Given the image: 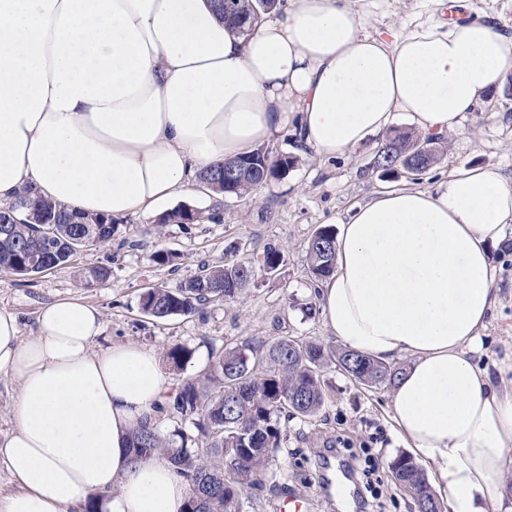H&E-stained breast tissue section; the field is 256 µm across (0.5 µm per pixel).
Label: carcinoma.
Masks as SVG:
<instances>
[{
	"instance_id": "obj_1",
	"label": "carcinoma",
	"mask_w": 512,
	"mask_h": 512,
	"mask_svg": "<svg viewBox=\"0 0 512 512\" xmlns=\"http://www.w3.org/2000/svg\"><path fill=\"white\" fill-rule=\"evenodd\" d=\"M236 4V12L227 19L246 34L278 0H236ZM253 154V172L234 183H224L222 164L200 173V182L226 196L242 197L279 178L296 163L292 156L274 157L267 150ZM376 156L382 177L413 179L437 162L439 138L396 130ZM200 218L198 210L180 206L161 216L158 223L193 224ZM43 228L50 234L40 236ZM114 228L115 221L109 217L74 211L25 192L0 207V270L26 278L42 274L69 263L82 247L106 244ZM335 236L334 226L323 225L309 240V271L316 281L333 270ZM282 262L283 254L269 247L253 261L207 267L175 289L147 290L141 309L161 319L188 315L213 300L233 301L259 274L275 271ZM108 277L107 269L92 267L84 272L83 284L97 288ZM339 366L369 388L395 385L402 371L340 345L304 340L298 348H290L286 336L226 348L211 353L202 378L181 384L167 410L189 423V428L177 427L165 434L148 421L132 432L131 453L136 459L161 454L189 480L192 492L184 512H242L243 493L262 487L269 453L279 447L281 419L315 415L325 400L324 373ZM390 466L397 471L399 487L421 505L419 494L431 488L424 469L405 452L397 454Z\"/></svg>"
}]
</instances>
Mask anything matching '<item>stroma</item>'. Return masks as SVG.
<instances>
[{
  "mask_svg": "<svg viewBox=\"0 0 512 512\" xmlns=\"http://www.w3.org/2000/svg\"><path fill=\"white\" fill-rule=\"evenodd\" d=\"M366 28L388 33L414 27L436 12L434 0H360ZM380 145L372 139L348 156L326 161L297 144L288 133L269 141L272 154L295 156L294 168L244 197L217 196L194 187L168 202V209L189 205L201 211L193 224H161L156 216L132 214L116 224L112 239L81 249L68 265L24 278L0 271V309L18 316L22 336H29L46 304L76 299L96 307L104 348L135 341L155 351L166 374L177 381L198 377L213 352L248 341L271 342L298 336L333 342L321 311H308L316 299L309 272L307 242L323 225L338 223L349 209L386 186L371 163ZM444 153L418 184L430 186L456 168L483 165L512 175V90L500 85L493 98L468 114L456 132L444 138ZM284 255L279 268L259 277L231 303L209 302L195 313L156 319L142 313L139 302L148 289L176 288L201 265L262 256L267 247ZM174 253L160 265L157 251ZM500 268L497 304L482 332L481 363L502 387L512 388V247L493 254ZM103 266L110 278L99 288L85 287L80 274ZM192 350V359L175 367L165 356L170 348ZM328 388L318 413L282 425L279 451L263 472V487L243 495V512H280L285 497L301 496L308 512H357L352 500L329 495L321 485L322 462L329 448L356 457L369 469L376 493L371 512H413L412 499L393 480L388 464L406 444L390 415V387L369 388L338 370L326 373Z\"/></svg>",
  "mask_w": 512,
  "mask_h": 512,
  "instance_id": "1",
  "label": "stroma"
}]
</instances>
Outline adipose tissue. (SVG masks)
Masks as SVG:
<instances>
[{"instance_id":"1","label":"adipose tissue","mask_w":512,"mask_h":512,"mask_svg":"<svg viewBox=\"0 0 512 512\" xmlns=\"http://www.w3.org/2000/svg\"><path fill=\"white\" fill-rule=\"evenodd\" d=\"M358 0H287L238 34L212 0H0V204L30 187L115 219L188 191L199 172L290 130L321 158L386 137L395 113L455 129L512 74L491 17L437 18L384 38ZM512 238V180L460 167L375 192L343 220L326 327L346 348L407 365L392 419L432 464L446 512H503L512 496V390L475 359L496 305L492 252ZM100 311L43 307L32 336L0 310V375L18 384L0 512H183L164 457L132 460L140 422L175 386L137 343L98 350Z\"/></svg>"}]
</instances>
